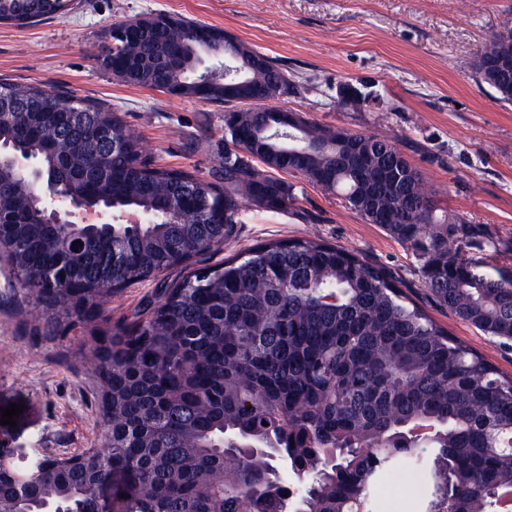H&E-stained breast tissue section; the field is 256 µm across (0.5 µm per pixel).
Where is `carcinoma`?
<instances>
[{"mask_svg":"<svg viewBox=\"0 0 512 512\" xmlns=\"http://www.w3.org/2000/svg\"><path fill=\"white\" fill-rule=\"evenodd\" d=\"M72 5L0 0V23H36ZM158 18L125 22L134 36L115 57L107 47L104 62L119 81L227 104L226 82L239 100L288 93V77L269 57L242 72L259 55L253 47L236 38L204 45L192 36L199 23L159 26ZM510 56L507 17L471 64L476 82L505 104H512V69L490 73ZM5 100L17 107L0 123V146L31 157L44 182H66L89 205L154 217L140 230L114 233L40 224L31 187L0 164V238L17 244L15 270L53 323L73 314L95 319L110 278L137 282L223 245L245 202L288 210L296 196L295 184L279 177L286 173L410 245L437 306L512 341V271L489 274L468 256L509 245L462 216L440 222L423 174L389 136L321 126L300 113L287 123L289 112L275 108L233 110L224 115L232 147L220 157V185L154 164L109 108L0 82ZM90 125L107 128L125 152L104 147ZM219 202L227 219L205 222L202 211ZM73 268L82 273L75 285ZM147 308V319L120 338L100 337L94 352L104 445L18 482L1 477L0 512H100L96 487L108 476L121 512L271 509L278 490L263 503L245 493L264 479L270 460L227 448L272 438L308 471L312 512H371L376 485L401 463L447 477L424 512H501V494L512 490V376L451 337L394 272L325 242L284 239L191 270Z\"/></svg>","mask_w":512,"mask_h":512,"instance_id":"carcinoma-1","label":"carcinoma"}]
</instances>
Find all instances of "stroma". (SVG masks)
I'll use <instances>...</instances> for the list:
<instances>
[{"label":"stroma","mask_w":512,"mask_h":512,"mask_svg":"<svg viewBox=\"0 0 512 512\" xmlns=\"http://www.w3.org/2000/svg\"><path fill=\"white\" fill-rule=\"evenodd\" d=\"M167 13L212 27L274 58L293 82L276 107L317 124L395 138L425 176L439 215H461L512 241V106L476 83L470 64L512 17V0H76L67 14L35 25L0 24V79L65 90L122 113L156 164L214 181L224 154L225 105L117 81L102 61L112 25ZM366 93L362 109L339 89ZM285 212L244 205L234 233L200 258L215 266L275 240H322L396 270L403 291L451 336L512 376V347L438 308L410 245L364 222L336 196L295 179ZM189 269L166 272L108 296L96 323L79 317L47 329L46 317L0 259V408L22 405L0 438L26 466L38 453L71 454L101 444L93 352L99 328L115 335L144 319L148 301ZM436 477H401L398 500L375 512H417Z\"/></svg>","instance_id":"stroma-1"}]
</instances>
